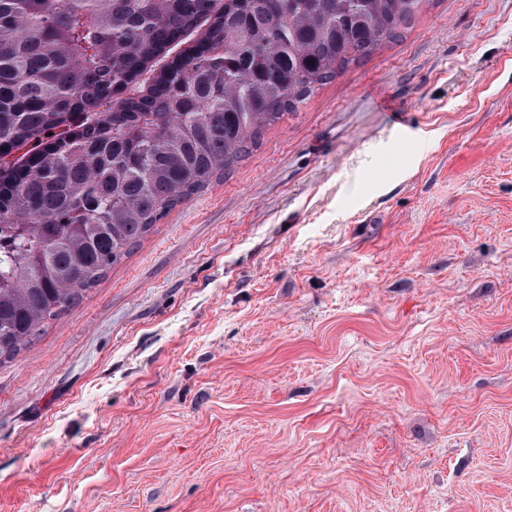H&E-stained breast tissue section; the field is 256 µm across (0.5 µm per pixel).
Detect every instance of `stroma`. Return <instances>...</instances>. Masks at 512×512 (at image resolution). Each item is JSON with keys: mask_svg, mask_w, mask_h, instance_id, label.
<instances>
[{"mask_svg": "<svg viewBox=\"0 0 512 512\" xmlns=\"http://www.w3.org/2000/svg\"><path fill=\"white\" fill-rule=\"evenodd\" d=\"M0 512H512V0H431L0 363Z\"/></svg>", "mask_w": 512, "mask_h": 512, "instance_id": "obj_1", "label": "stroma"}]
</instances>
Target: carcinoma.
<instances>
[{"label": "carcinoma", "mask_w": 512, "mask_h": 512, "mask_svg": "<svg viewBox=\"0 0 512 512\" xmlns=\"http://www.w3.org/2000/svg\"><path fill=\"white\" fill-rule=\"evenodd\" d=\"M429 0H0V363Z\"/></svg>", "instance_id": "obj_1"}]
</instances>
